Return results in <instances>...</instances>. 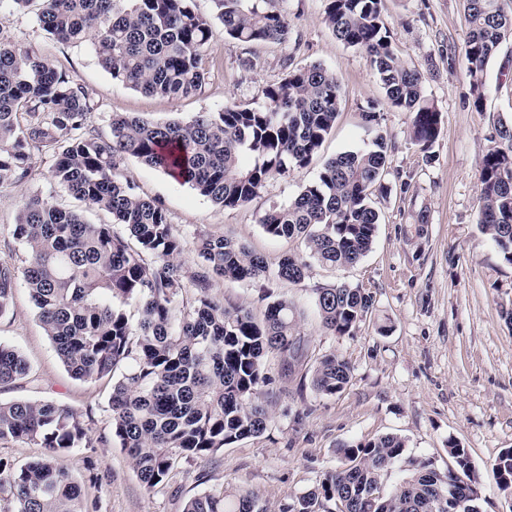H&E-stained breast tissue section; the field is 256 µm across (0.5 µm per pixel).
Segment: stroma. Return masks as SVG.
Instances as JSON below:
<instances>
[{"mask_svg":"<svg viewBox=\"0 0 512 512\" xmlns=\"http://www.w3.org/2000/svg\"><path fill=\"white\" fill-rule=\"evenodd\" d=\"M292 35L285 45L240 44L216 32L205 56L209 77L196 95L171 100L112 80L90 43L61 44L38 26L33 10L0 0V41L47 55L60 71L92 90V122L108 132L116 113L155 121L190 119L215 112L229 101L263 102V89L288 70L313 63L336 75L341 102L336 124L310 164L267 181L246 206L224 208L136 160L125 162L119 179L141 196L162 203L172 224L190 241L222 235L246 244L276 266L287 254L304 255L300 241L275 238L259 219L313 181L337 153L371 146L385 134L390 151V195L377 198L380 224L371 250L352 266L311 262L305 279L273 285L298 314L304 341L300 358L287 364L275 355L266 363L265 397L273 409L266 431L224 447L206 460L180 463L166 483L147 490L119 446L77 449L66 459L76 479L85 460L100 466L99 487H86L96 512H183L194 495L222 487L253 491L272 512L291 504L339 465L341 445L385 435L406 442V453L431 460L436 471L452 466L449 441L467 449L481 491L482 512H512L492 461L512 448V264L478 223L481 158L500 122L512 120V37L489 61L482 106H475L462 56L466 33L462 0H382L392 44L423 77L428 98L441 114L440 134L429 150L411 138L409 113L389 107L385 91L365 55L337 40L324 21L326 0H282ZM377 106V125L362 112ZM50 155H35L31 175L0 186V260L20 261L24 252L12 230L24 202L37 195L83 214L107 217L75 200L55 181ZM336 282L364 288L375 307L353 334L327 331L312 290ZM0 343L30 362V376L0 388V401L49 397L107 429L108 387L73 380L36 318L25 288H18L9 314L0 319ZM333 353L351 367V380L336 395L318 392L313 373Z\"/></svg>","mask_w":512,"mask_h":512,"instance_id":"stroma-1","label":"stroma"}]
</instances>
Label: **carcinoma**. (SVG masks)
<instances>
[{"mask_svg": "<svg viewBox=\"0 0 512 512\" xmlns=\"http://www.w3.org/2000/svg\"><path fill=\"white\" fill-rule=\"evenodd\" d=\"M195 0H12L38 4L36 19L53 40L91 41L112 80L148 95L177 100L205 84V52L214 21L241 44H286L291 21L281 0H213L215 18ZM381 0H326L325 22L336 39L362 51L385 90L387 103L411 114L412 140L429 148L441 115L427 98L419 72L395 54L381 16ZM464 56L476 104L485 71L502 41L512 36V14L500 0H466ZM263 104L235 101L187 121L155 122L114 114L110 132L91 124L94 102L41 55L0 42V185L25 180L39 152L55 157L53 177L75 199L112 217L91 224L79 214L35 196L23 205L13 237L26 256L0 261V318L19 287L70 376L112 383L111 427L98 434L54 400L0 402V441L37 444L43 455L19 465L0 457V512H89L81 487L63 459L77 448L117 441L145 488L163 484L182 460H202L227 445L257 437L272 421L262 387L272 353L300 350L293 304L269 301L258 319L251 310L211 295L216 278L250 283H298L308 264L287 255L277 269L222 236L195 241L201 259L191 276L180 261L186 239L163 205L141 197L116 172L125 160L163 171L224 208L248 204L270 178L304 168L333 129L340 86L320 64L292 69L263 90ZM388 144L345 151L328 159L316 179L288 204L260 218L274 237L299 236L309 256L354 265L371 249L380 215L372 196L388 194ZM478 223L512 263V123L500 122L482 156ZM120 225L124 232L115 231ZM194 301H184L187 289ZM323 326L351 334L372 313L364 289L335 283L313 289ZM136 308L131 315L126 307ZM30 372L17 350L0 343V385ZM349 364L324 356L313 383L324 395L341 392ZM405 441L386 435L343 445V461L317 486L281 512H481L469 453L448 442L455 468L437 473L429 460L405 454ZM402 476L387 494L384 476ZM499 482L512 484V450L492 464ZM184 512H268L252 492L226 488L190 498Z\"/></svg>", "mask_w": 512, "mask_h": 512, "instance_id": "obj_1", "label": "carcinoma"}]
</instances>
